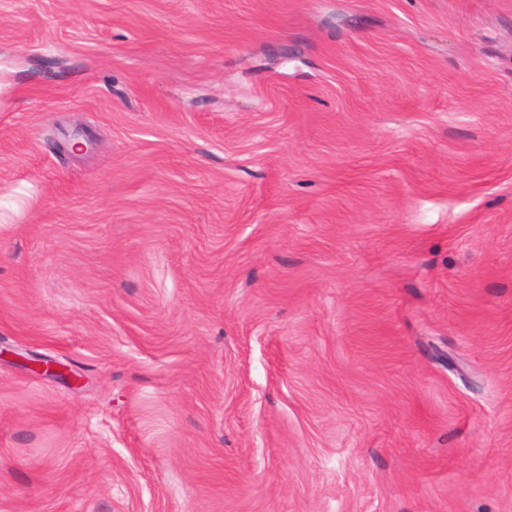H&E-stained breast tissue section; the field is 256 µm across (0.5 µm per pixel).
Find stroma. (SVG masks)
Returning a JSON list of instances; mask_svg holds the SVG:
<instances>
[{"instance_id":"35a3bbf8","label":"stroma","mask_w":512,"mask_h":512,"mask_svg":"<svg viewBox=\"0 0 512 512\" xmlns=\"http://www.w3.org/2000/svg\"><path fill=\"white\" fill-rule=\"evenodd\" d=\"M0 347V512H512V0H0Z\"/></svg>"}]
</instances>
